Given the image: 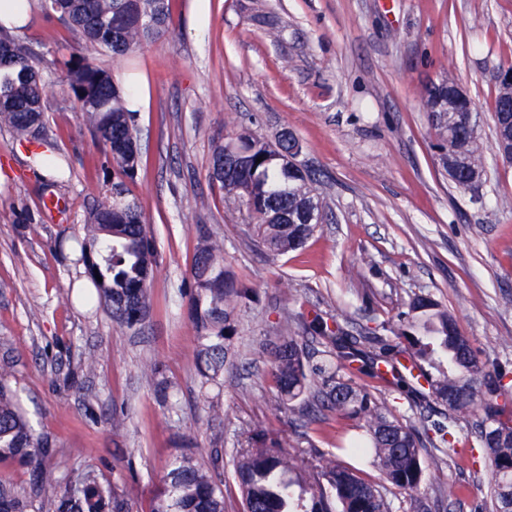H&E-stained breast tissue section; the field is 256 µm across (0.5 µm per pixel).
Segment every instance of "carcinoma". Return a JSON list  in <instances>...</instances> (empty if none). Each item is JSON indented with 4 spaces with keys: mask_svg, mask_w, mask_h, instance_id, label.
Instances as JSON below:
<instances>
[{
    "mask_svg": "<svg viewBox=\"0 0 512 512\" xmlns=\"http://www.w3.org/2000/svg\"><path fill=\"white\" fill-rule=\"evenodd\" d=\"M171 0H43L49 20L93 47L100 56H125L172 31ZM60 71L59 82L112 169L90 209L79 262L92 281L98 300L112 317L132 327L151 306L150 281L156 264L146 217L129 197L127 181L142 169V153L130 109V96L108 67L81 55L49 61L41 44L26 40L0 24V125L15 140L41 146L49 91L42 70ZM451 73L430 84L421 99L434 131L439 164L456 187L466 190L485 172L484 145L476 115L448 106ZM512 98V84L498 79L494 100L495 136L502 137L500 111ZM299 146L292 132L273 141L242 126L215 145L210 178L224 192V203L244 213L256 243L273 256L303 247L324 223L326 205L318 192L320 174L293 173L286 153ZM262 161H257V158ZM30 163L45 171L44 189L65 182L59 159L37 149ZM102 281H97V278ZM190 316L197 331L196 366L204 383L219 381L227 365L228 346L237 328L233 317L245 295L224 267L223 244L202 230L196 246L187 291ZM382 329L401 340L353 335L315 309H303L286 322L270 368L279 405L298 400L350 421L358 435L345 451L370 458L380 482L366 479L334 455L320 456L307 467L279 441L258 429L233 459L241 493L240 512H394L380 490L384 483L410 497L411 512H430L420 490L426 476L425 452L457 454L460 422L479 413L475 434L491 472L489 500L477 512H512V371L488 368L463 336L455 316L428 293L411 298L408 310ZM324 347L321 356L307 341ZM361 374L383 387L429 399L443 406V417L423 419L421 426L399 415L382 395L353 377ZM10 373L0 371V464L30 470L29 490L19 491L0 478V512H122L103 474L93 468L67 481L47 464L48 440L36 433L23 413ZM150 512H224L221 473L214 463L188 453L175 456L162 477V488Z\"/></svg>",
    "mask_w": 512,
    "mask_h": 512,
    "instance_id": "obj_1",
    "label": "carcinoma"
}]
</instances>
